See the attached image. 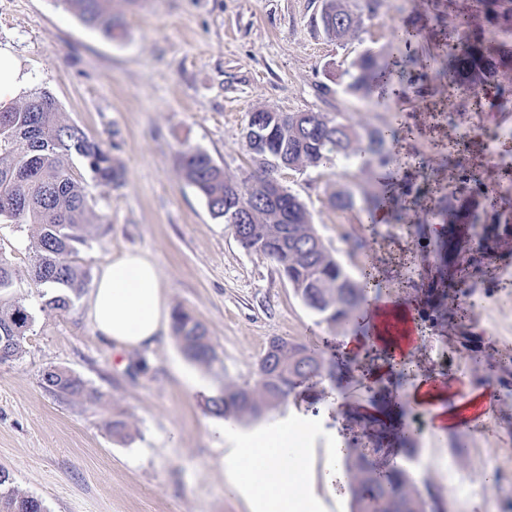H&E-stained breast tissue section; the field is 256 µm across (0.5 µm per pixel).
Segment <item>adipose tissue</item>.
Here are the masks:
<instances>
[{"label": "adipose tissue", "instance_id": "obj_1", "mask_svg": "<svg viewBox=\"0 0 512 512\" xmlns=\"http://www.w3.org/2000/svg\"><path fill=\"white\" fill-rule=\"evenodd\" d=\"M32 75L10 45L0 44V110L10 108L30 85ZM88 317L94 330L120 349L154 343L170 320V308L161 272L148 255L127 252L101 265L92 289ZM403 307L392 306L383 315L377 340L391 362L411 357L407 336L399 328ZM316 425L306 418L295 423L271 421L250 432L230 435L231 447L217 463L229 492L241 495L249 512H313L320 489H332L333 464L342 448L329 440V463L322 477L300 468L289 448L307 450Z\"/></svg>", "mask_w": 512, "mask_h": 512}]
</instances>
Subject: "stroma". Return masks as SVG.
<instances>
[{
    "instance_id": "stroma-1",
    "label": "stroma",
    "mask_w": 512,
    "mask_h": 512,
    "mask_svg": "<svg viewBox=\"0 0 512 512\" xmlns=\"http://www.w3.org/2000/svg\"><path fill=\"white\" fill-rule=\"evenodd\" d=\"M347 0L361 14V40L327 37L323 0H113L124 26L108 37L86 26L56 0H0V43L10 44L32 74L31 89H47L65 119L110 150L125 170L116 187L92 182L82 161L76 179L89 185L96 218L80 264L100 266L127 251L158 265L170 310L192 313L205 326L217 360H189L173 331L154 344L117 355L87 316L90 289L64 312H41L16 360L0 364V467L15 486L41 498L47 512H245L229 494L215 462L224 426L312 416L320 427L310 446L322 469L330 431L376 445L385 430L390 453L380 470L406 469L442 512H512V191L500 192L503 162L512 161V110L474 109L441 72L458 43L455 17L466 0ZM420 32L415 49L424 67L404 93L364 100L349 94L346 69L363 49H389L395 27ZM323 112L371 130L403 119L411 132L391 149L384 167L357 163L284 171L282 184L306 205L326 248L354 279L374 265L392 299L413 306L430 298L442 266L435 210L458 203V178L476 175L488 189L487 228L503 233L492 255L482 240L463 239L461 256L476 254L447 290L445 321L422 320L412 359L417 375L393 389L370 371L372 354L345 353L352 327H329L296 294L276 264L243 248L230 225L213 218L182 177L178 154L207 151L228 177L257 168L245 140L249 115ZM468 134L470 151L449 149ZM414 160L413 182L395 202L401 221L364 224L360 209L329 202L338 190L355 199L394 189L402 157ZM0 255L15 279L0 300L37 303L29 284L31 228L0 224ZM328 343L333 379L293 394L261 419H224L207 409L224 386H254L272 337ZM72 371L94 391L64 398L45 389L42 371ZM200 379L204 391L189 382ZM451 381L483 394L479 414L448 428L437 441L402 447L421 410L410 398L420 380ZM126 424L113 436L112 421Z\"/></svg>"
}]
</instances>
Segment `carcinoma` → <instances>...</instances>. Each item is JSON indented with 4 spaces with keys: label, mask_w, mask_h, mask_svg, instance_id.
Listing matches in <instances>:
<instances>
[{
    "label": "carcinoma",
    "mask_w": 512,
    "mask_h": 512,
    "mask_svg": "<svg viewBox=\"0 0 512 512\" xmlns=\"http://www.w3.org/2000/svg\"><path fill=\"white\" fill-rule=\"evenodd\" d=\"M76 13L87 26L112 35L121 28L112 13V0H58ZM338 4L355 26L344 32L353 40L364 32L362 17ZM496 15H485V0H470L467 11L460 13L456 25L464 33L463 41L449 51L444 77L458 85L475 107H480L478 92L486 86L496 88L498 101L512 103V52L491 40L475 43L471 30L479 20L498 23V28L512 31V0H495ZM416 59L407 55V63L391 64L382 51L371 48L361 52L343 71L346 90L366 97L375 91H395L411 81ZM298 113H288L283 125L294 146L293 158L301 166L333 167L342 160L355 161L362 167L374 163L386 165L389 157L385 143L401 134L398 126H386L361 135L354 125L322 112L296 120ZM84 163L93 181L119 185L124 171L109 150L90 137L83 128L62 118L53 94L43 89L8 111H0V223L28 224L34 228L33 256L29 278L41 304L39 311H65L81 294L89 272L76 262L79 247L88 245L87 226L95 213L85 183L73 176V158ZM180 172L205 200L211 215L224 219V196L237 187L238 196L250 199L254 187L264 181L261 174L236 182L226 176L211 156L199 148H186L179 156ZM478 234L481 214L463 205L447 207L443 217ZM256 223L266 234L242 247L264 254L274 261L304 304L330 326L349 325L368 291L383 292L381 283L367 277L365 285L352 279L322 243H309L315 230L306 206L297 195L288 194V221L276 219L274 212L258 211ZM30 304L17 300L0 304V337H14L12 343L0 342V363L18 358L23 343L36 320ZM173 330L185 355L192 361L210 366L217 361L216 351L202 322L185 310L173 314ZM331 374L330 365L315 349L295 343L288 364L270 379L260 378L252 387H224L210 400V412L218 417L228 414L259 417L279 406L294 393L297 385ZM42 385L60 397L88 394L86 383L72 372L56 367L41 374ZM348 467L354 482L353 512H428L429 504L410 478L407 470L393 467L385 481L376 477V466L362 451L349 454ZM0 512H46L42 499L20 492L13 485L8 470L0 468Z\"/></svg>",
    "instance_id": "cac0c4a2"
}]
</instances>
